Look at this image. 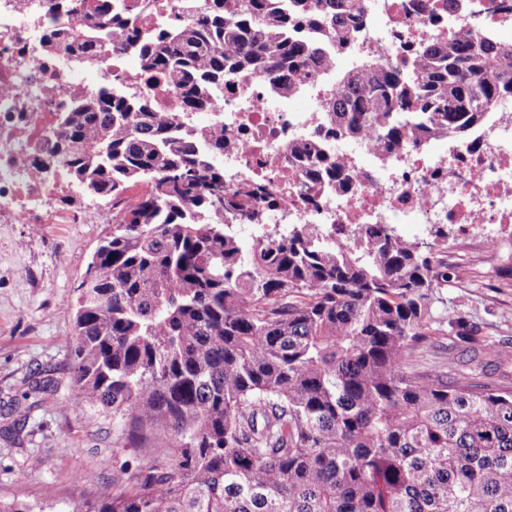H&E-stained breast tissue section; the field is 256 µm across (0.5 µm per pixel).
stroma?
<instances>
[{
    "label": "stroma",
    "instance_id": "1",
    "mask_svg": "<svg viewBox=\"0 0 512 512\" xmlns=\"http://www.w3.org/2000/svg\"><path fill=\"white\" fill-rule=\"evenodd\" d=\"M111 224H0V498L33 500L53 487L55 512L78 498L79 475L99 485L128 462L150 459L148 443L128 435L106 411L70 406L76 288ZM484 229L448 230V285L438 318L465 316L474 338L512 372V228L493 248ZM42 391H35V384Z\"/></svg>",
    "mask_w": 512,
    "mask_h": 512
}]
</instances>
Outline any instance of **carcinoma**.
Here are the masks:
<instances>
[{"instance_id": "1", "label": "carcinoma", "mask_w": 512, "mask_h": 512, "mask_svg": "<svg viewBox=\"0 0 512 512\" xmlns=\"http://www.w3.org/2000/svg\"><path fill=\"white\" fill-rule=\"evenodd\" d=\"M65 37L85 57L134 51L143 71L206 112L230 71L263 74L292 97L333 66L367 0H186L151 35L112 0H66ZM317 38L297 33L301 22ZM326 136L366 139L386 165L410 141L464 137L512 100V47L462 32L405 67L357 59L332 80ZM201 133L112 79L57 113L47 149L96 198L137 200L113 221L77 287L75 403L112 410L133 436L168 441L70 512H512V376L498 382L414 363L448 284L440 241L357 224H316L245 244L224 217L266 226L246 184L198 149ZM306 177L350 174L323 140L286 145ZM0 499V512H46Z\"/></svg>"}]
</instances>
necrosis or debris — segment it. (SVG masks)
I'll return each instance as SVG.
<instances>
[{
  "mask_svg": "<svg viewBox=\"0 0 512 512\" xmlns=\"http://www.w3.org/2000/svg\"><path fill=\"white\" fill-rule=\"evenodd\" d=\"M70 16L44 0H0V223L70 224L65 206L77 189L63 171L44 179L33 156H46L45 140L57 112L75 94L90 91L88 75H110L112 90L145 97L161 112H179L184 126L199 127L196 112L178 111L179 95L141 69L133 53L113 49L109 60L88 64L67 50L63 39ZM462 30L485 31L494 42L512 45V0H372L354 33L356 55L396 64L412 44L447 40ZM332 89L327 77L308 83L305 108L273 96L258 74L228 78L215 93L209 126L224 133L226 185L260 187L253 203L270 224H512V106L492 107L489 120L463 139L441 147L405 146L388 167L364 165L372 151L363 142L344 151L356 174L338 193L307 181L284 150L288 140L323 135L322 104Z\"/></svg>",
  "mask_w": 512,
  "mask_h": 512,
  "instance_id": "obj_1",
  "label": "necrosis or debris"
}]
</instances>
